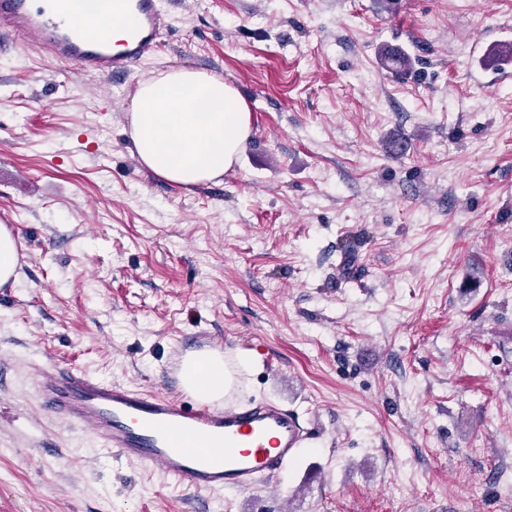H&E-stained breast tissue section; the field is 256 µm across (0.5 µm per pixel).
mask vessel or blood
Segmentation results:
<instances>
[{"label":"vessel or blood","mask_w":512,"mask_h":512,"mask_svg":"<svg viewBox=\"0 0 512 512\" xmlns=\"http://www.w3.org/2000/svg\"><path fill=\"white\" fill-rule=\"evenodd\" d=\"M79 0H0V42L35 50L81 75L112 79L158 49L166 13L160 0H114L126 27L121 51L70 21ZM43 409L88 436L102 454L158 470L194 492L246 491L277 478L297 459L308 433L297 412L265 401L242 407L187 403L161 391L117 384L85 371L39 369Z\"/></svg>","instance_id":"obj_1"}]
</instances>
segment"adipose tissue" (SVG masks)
Wrapping results in <instances>:
<instances>
[{"mask_svg":"<svg viewBox=\"0 0 512 512\" xmlns=\"http://www.w3.org/2000/svg\"><path fill=\"white\" fill-rule=\"evenodd\" d=\"M130 135L141 164L185 187L223 175L251 134L250 113L236 88L210 74L171 70L142 82L133 100ZM220 351L183 359V384L201 400L224 393Z\"/></svg>","mask_w":512,"mask_h":512,"instance_id":"1","label":"adipose tissue"}]
</instances>
